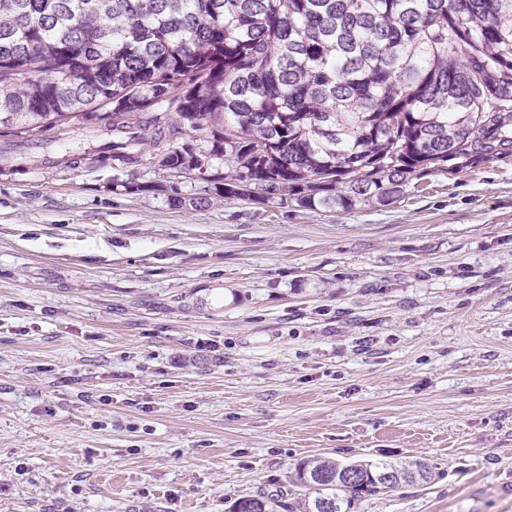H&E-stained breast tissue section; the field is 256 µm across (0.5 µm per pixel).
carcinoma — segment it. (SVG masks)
<instances>
[{"label":"carcinoma","instance_id":"1","mask_svg":"<svg viewBox=\"0 0 512 512\" xmlns=\"http://www.w3.org/2000/svg\"><path fill=\"white\" fill-rule=\"evenodd\" d=\"M0 127L32 144L87 118L95 154L215 171L194 204L310 210L387 205L413 177L512 155V0H0ZM196 125L184 130L186 108ZM419 461L314 457L294 504L229 512H354L426 483Z\"/></svg>","mask_w":512,"mask_h":512}]
</instances>
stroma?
<instances>
[{"label":"stroma","instance_id":"stroma-1","mask_svg":"<svg viewBox=\"0 0 512 512\" xmlns=\"http://www.w3.org/2000/svg\"><path fill=\"white\" fill-rule=\"evenodd\" d=\"M0 163V512H228L418 460L357 512H512V156L325 213ZM182 198L179 206L170 197ZM349 470L354 472L353 480L346 477ZM431 479V471L420 461L400 464L383 459L341 462L331 457H314L303 462L294 477L311 490L304 500L292 504L272 497L250 496L236 500L229 512H294V509L353 512L356 501L364 497Z\"/></svg>","mask_w":512,"mask_h":512}]
</instances>
